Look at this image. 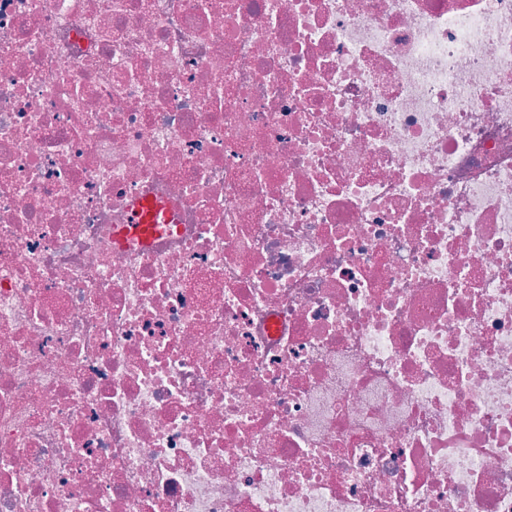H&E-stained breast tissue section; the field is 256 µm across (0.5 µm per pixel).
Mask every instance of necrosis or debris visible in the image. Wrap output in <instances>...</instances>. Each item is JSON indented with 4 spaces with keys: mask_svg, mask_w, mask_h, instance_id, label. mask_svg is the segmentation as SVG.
<instances>
[{
    "mask_svg": "<svg viewBox=\"0 0 512 512\" xmlns=\"http://www.w3.org/2000/svg\"><path fill=\"white\" fill-rule=\"evenodd\" d=\"M0 512H512V0H0ZM170 217L167 204L139 199L131 209V224H126L120 233V238H136L148 242L157 231L156 224H165Z\"/></svg>",
    "mask_w": 512,
    "mask_h": 512,
    "instance_id": "1",
    "label": "necrosis or debris"
}]
</instances>
